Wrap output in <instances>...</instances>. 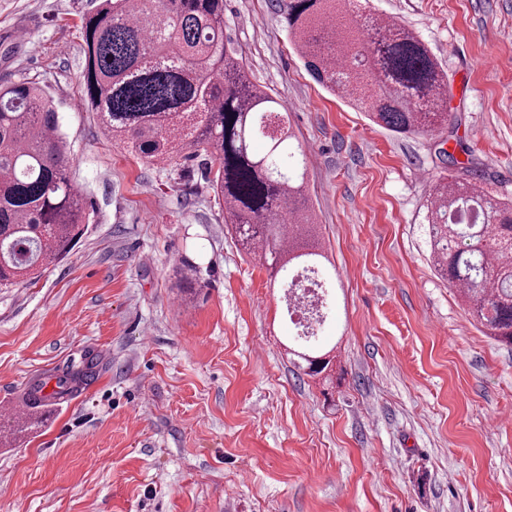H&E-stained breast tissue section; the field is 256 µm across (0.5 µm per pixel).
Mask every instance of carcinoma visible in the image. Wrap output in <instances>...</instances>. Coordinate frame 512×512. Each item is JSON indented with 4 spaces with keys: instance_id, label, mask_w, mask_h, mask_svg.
<instances>
[{
    "instance_id": "carcinoma-1",
    "label": "carcinoma",
    "mask_w": 512,
    "mask_h": 512,
    "mask_svg": "<svg viewBox=\"0 0 512 512\" xmlns=\"http://www.w3.org/2000/svg\"><path fill=\"white\" fill-rule=\"evenodd\" d=\"M284 28L325 88L400 135L452 125L448 75L419 35L361 16L354 0H283ZM85 96L106 130L131 152L164 164L205 157L225 223L242 246L293 286L325 254L303 198L307 156L280 100L250 82L224 42V0H98L84 20ZM53 96L33 81L0 84V288L38 277L83 234V198L70 178ZM267 140L262 155L253 139ZM434 269L461 288L488 336L512 345V201L492 198L475 173L450 174L426 206ZM313 376L329 366L310 344L295 352ZM98 361L30 386V410L73 395L98 376Z\"/></svg>"
}]
</instances>
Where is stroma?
<instances>
[{
  "label": "stroma",
  "mask_w": 512,
  "mask_h": 512,
  "mask_svg": "<svg viewBox=\"0 0 512 512\" xmlns=\"http://www.w3.org/2000/svg\"><path fill=\"white\" fill-rule=\"evenodd\" d=\"M93 4L0 0V82L54 94L87 214L65 259L0 288V512H512V346L437 275L424 220L458 161L512 199V0H360L448 73L452 126L409 137L313 80L274 0H224L225 40L308 154L336 269L327 380L294 365L284 291L201 163L134 155L84 105ZM88 353L99 378L15 432L29 386Z\"/></svg>",
  "instance_id": "1"
}]
</instances>
